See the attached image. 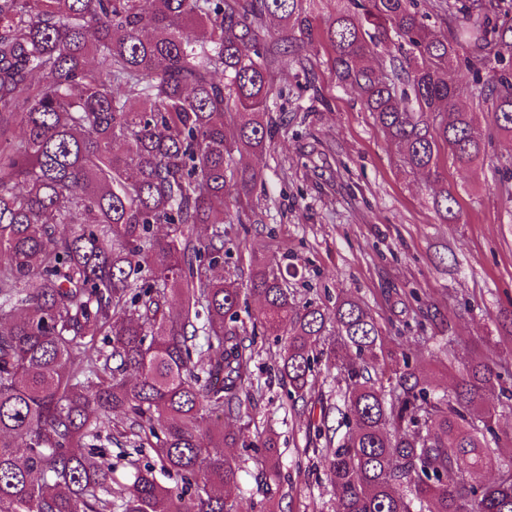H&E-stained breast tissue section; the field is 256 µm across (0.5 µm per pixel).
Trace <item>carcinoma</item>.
I'll list each match as a JSON object with an SVG mask.
<instances>
[{"mask_svg":"<svg viewBox=\"0 0 512 512\" xmlns=\"http://www.w3.org/2000/svg\"><path fill=\"white\" fill-rule=\"evenodd\" d=\"M503 2L453 0L448 38L414 0H352L319 32L303 0H0V512H239L228 449L242 434L224 417H242L255 334L223 273L224 225L254 206L258 174L233 152L271 147L272 69L310 73L303 49L323 42L338 84L406 168L442 184L434 210L456 223L444 166L484 162L491 145L460 105L459 49L512 60ZM268 19L285 29L272 42ZM395 37L413 50L375 68L374 48ZM470 93L512 139V71L473 77ZM285 280L273 260L249 274L261 327L286 336L282 382L301 397L321 360L344 372L316 425L336 512H512V472L482 480L496 462L483 388L501 375L464 361L434 398L404 353L390 389L377 387L382 331L367 309L352 297L298 307ZM340 347L361 364L340 362ZM333 414L347 428L337 442ZM112 430L133 443L118 503L98 445ZM145 452L180 483H160Z\"/></svg>","mask_w":512,"mask_h":512,"instance_id":"carcinoma-1","label":"carcinoma"}]
</instances>
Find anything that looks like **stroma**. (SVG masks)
Returning <instances> with one entry per match:
<instances>
[{"label": "stroma", "instance_id": "obj_1", "mask_svg": "<svg viewBox=\"0 0 512 512\" xmlns=\"http://www.w3.org/2000/svg\"><path fill=\"white\" fill-rule=\"evenodd\" d=\"M315 73L283 66L270 101L279 126L274 147L237 156L260 179L254 210L224 235V274L246 283L252 258L288 270L296 305L359 300L380 324L382 347L371 371L387 384L402 354L433 393L451 392L461 360L480 356L501 374L487 387L494 411L491 442L512 459V179L491 163L446 167L462 217L445 224L422 174L408 172L397 146L363 112L356 92L337 84L323 44L308 46ZM280 337L258 335L251 372L249 422L230 496L241 512H335L336 490L318 464L324 440L309 428L310 411L335 400L338 375L318 374L304 397L280 381ZM277 439L280 475L265 482L255 458L267 435Z\"/></svg>", "mask_w": 512, "mask_h": 512}]
</instances>
